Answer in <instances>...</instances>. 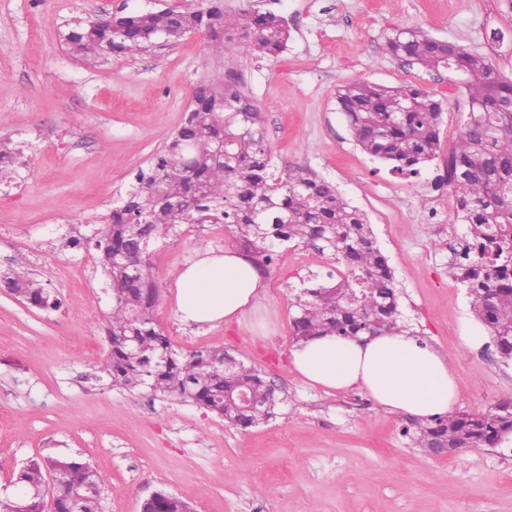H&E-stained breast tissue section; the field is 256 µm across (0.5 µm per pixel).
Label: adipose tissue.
Here are the masks:
<instances>
[{
  "instance_id": "ef3b65f1",
  "label": "adipose tissue",
  "mask_w": 512,
  "mask_h": 512,
  "mask_svg": "<svg viewBox=\"0 0 512 512\" xmlns=\"http://www.w3.org/2000/svg\"><path fill=\"white\" fill-rule=\"evenodd\" d=\"M267 293L255 263L236 250L202 249L175 279L173 310L182 323L241 320ZM292 370L326 393L357 389L392 412L431 419L447 415L459 392L456 372L409 334L314 336L294 345Z\"/></svg>"
}]
</instances>
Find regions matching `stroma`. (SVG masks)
Listing matches in <instances>:
<instances>
[{
  "instance_id": "stroma-1",
  "label": "stroma",
  "mask_w": 512,
  "mask_h": 512,
  "mask_svg": "<svg viewBox=\"0 0 512 512\" xmlns=\"http://www.w3.org/2000/svg\"><path fill=\"white\" fill-rule=\"evenodd\" d=\"M200 3L0 0V138L26 146L14 180L0 186V270L27 272L60 301L37 309L0 288V493L23 463L54 448L98 469L102 512H141L159 489L195 512H512L511 438L430 454L404 436L411 416L356 406L353 392L327 394L293 373L296 291L309 272L335 267L327 255L279 253L260 267L267 295L258 308L210 328L180 323L169 296L197 250L238 247L233 227L189 224L152 248L158 326L176 351L225 348L264 371L282 399L269 423L232 428L193 403L99 378L112 300L95 248L69 242L94 237L138 168L176 133L196 85L232 71L263 114L275 171L306 168L366 213L405 321L458 375L455 411L512 401V361L496 353L448 273L442 242L462 228L447 209L432 217L421 205L436 163L391 172L356 146L336 98L357 79L419 86L444 101L441 143L452 144L469 110L465 92L447 73L391 57L386 37L415 28L487 55L512 78V0H262L288 23L286 50L235 49L220 62L203 32L94 67L61 37L78 20ZM476 327L483 341L471 347Z\"/></svg>"
}]
</instances>
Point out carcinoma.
Instances as JSON below:
<instances>
[{
    "instance_id": "cac0c4a2",
    "label": "carcinoma",
    "mask_w": 512,
    "mask_h": 512,
    "mask_svg": "<svg viewBox=\"0 0 512 512\" xmlns=\"http://www.w3.org/2000/svg\"><path fill=\"white\" fill-rule=\"evenodd\" d=\"M200 30L209 32L219 55L233 31L242 33L239 47L263 55L282 52L290 37L284 20L271 11L251 6L230 19L223 0H205L193 10L174 6L79 23L64 41L74 57L92 64L106 56L140 54L162 37L174 41ZM387 50L428 71L461 78L468 92L470 112L448 153V184L457 195L454 223L466 226L457 236L461 249L450 275L466 288L500 357L512 360V81L489 58L412 28L393 30ZM337 100L356 145L398 173L415 174L435 158L442 102L427 91L356 80L339 87ZM19 162V153L0 145V176ZM205 223L234 226L240 244L267 263L276 249L294 247L337 259L339 272H311L303 281L292 316L296 339L407 329L393 272L366 216L333 183L304 168L290 167L279 176L271 172L258 108L234 82L204 80L176 136L136 173L135 184L96 233L98 265L112 296L110 351L103 363L111 386L147 387L191 401L235 428L275 415L279 399L259 369L227 366L224 348L178 353L155 323L158 289L150 248L184 224ZM132 253L140 256L135 270L113 261L116 254ZM0 281L36 308L58 305L20 272ZM406 434L415 447L431 453L495 447L512 434V403L480 415L417 420ZM13 485L23 497L0 496V512H74L78 494L84 496L83 512H101L100 473L70 454L29 461ZM144 512H192V507L160 489Z\"/></svg>"
}]
</instances>
